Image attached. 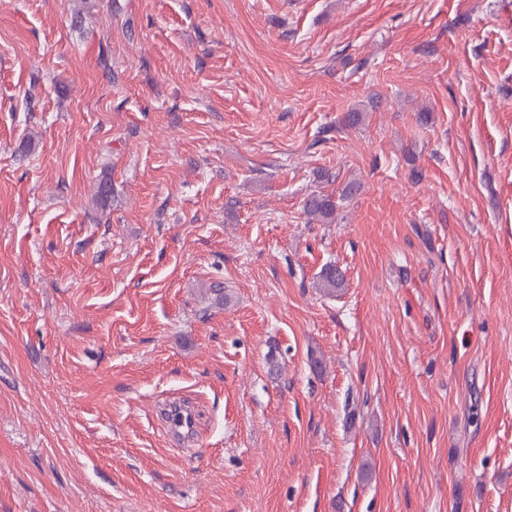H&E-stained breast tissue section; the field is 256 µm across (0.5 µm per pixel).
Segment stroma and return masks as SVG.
I'll use <instances>...</instances> for the list:
<instances>
[{"label": "stroma", "instance_id": "obj_1", "mask_svg": "<svg viewBox=\"0 0 512 512\" xmlns=\"http://www.w3.org/2000/svg\"><path fill=\"white\" fill-rule=\"evenodd\" d=\"M0 512H512V0H0ZM336 200L332 195L309 194L303 203V210L310 224H333L337 214Z\"/></svg>", "mask_w": 512, "mask_h": 512}]
</instances>
